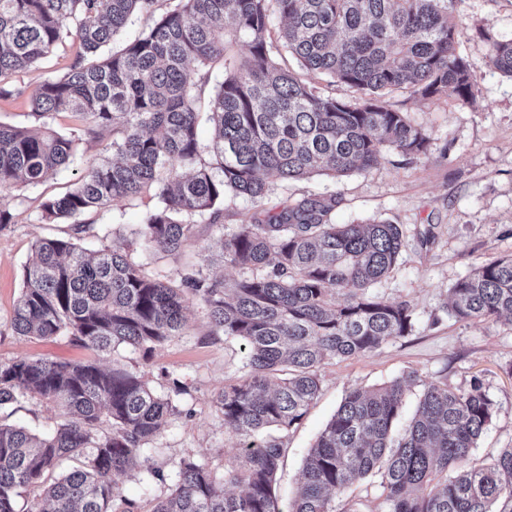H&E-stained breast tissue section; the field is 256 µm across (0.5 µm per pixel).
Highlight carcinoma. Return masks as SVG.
<instances>
[{
  "mask_svg": "<svg viewBox=\"0 0 512 512\" xmlns=\"http://www.w3.org/2000/svg\"><path fill=\"white\" fill-rule=\"evenodd\" d=\"M457 0H0V99L25 90L10 76L52 54L67 37L81 51L60 77L28 101L35 125L0 123V188L37 186L69 167L74 140L47 127L54 113L80 115L85 132L112 130L117 159L89 168L63 195L40 204L44 219H68L76 235L40 239L23 270L11 318L19 336H66L101 353L130 346L148 358L185 327L187 296L209 309L212 332L247 350L244 374L216 398L240 440L242 464L219 481L191 457L176 464L170 493L150 512H281L274 485L284 453L280 437L319 393L326 358H352L415 324L407 302L369 293L404 246L396 224H334V196H313L280 210L262 208L277 181L331 171L366 172L383 151L426 153L430 137L385 100L396 89L422 99L475 97L457 51ZM286 21L278 41L273 15ZM134 17L149 21L132 41L101 57ZM249 55L237 59L234 43ZM296 58L292 71L279 59ZM491 64L512 77V40L491 42ZM222 62L224 80L209 97L215 137L197 136V107ZM348 85L350 101L323 95L308 74ZM153 194L157 205L136 230L154 249L176 254L195 235V218L218 224L226 198L261 206L210 246L211 257L254 271L226 281L200 267L178 280L144 275L127 254L88 252L82 216L119 199ZM342 302H336V297ZM460 321L512 323V256L487 262L449 289ZM409 372L368 392H349L310 449L289 512H336V495L381 477L383 512H512V448L488 465L467 466L489 423L493 401L474 381L467 391L423 385L398 439ZM33 394L63 409L65 420L36 434L0 427V512L40 488L49 507L29 512H138L116 476L137 464L162 424L178 413L143 376L121 366L17 358L0 363V408ZM109 429L102 431V424ZM82 465L58 472L65 460ZM239 486L235 495L227 486Z\"/></svg>",
  "mask_w": 512,
  "mask_h": 512,
  "instance_id": "1",
  "label": "carcinoma"
}]
</instances>
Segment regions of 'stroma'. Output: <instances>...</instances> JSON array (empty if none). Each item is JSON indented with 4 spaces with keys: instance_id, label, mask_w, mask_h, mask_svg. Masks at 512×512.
Here are the masks:
<instances>
[{
    "instance_id": "stroma-1",
    "label": "stroma",
    "mask_w": 512,
    "mask_h": 512,
    "mask_svg": "<svg viewBox=\"0 0 512 512\" xmlns=\"http://www.w3.org/2000/svg\"><path fill=\"white\" fill-rule=\"evenodd\" d=\"M457 15L464 26L459 50L470 65L474 101L421 99L406 90L388 96L394 108L428 132L425 155L409 159L387 150L368 171L277 182L264 199L265 208L274 209L309 195H332L337 201L333 223L383 220L400 225L405 247L372 291L391 301L408 302L415 316L410 335L388 339L372 353L328 359L320 366L317 399L281 438L284 454L275 487L279 507H287L296 496L303 461L345 395L409 372L422 382L462 391L477 381L493 400V418L469 465H482L501 449L512 448V323L458 321L448 313V290L458 279L485 262L512 255V77L489 62L490 40H512V0H458ZM78 49L75 38H66L37 65L13 74V83L29 91L46 78L62 76ZM49 126L74 139V163L40 185L0 189V205L13 216L0 230V363L28 357L94 362L106 369L119 365L144 374L150 388L165 396L173 381L182 382L186 391L177 398L179 412L168 418L145 456L151 466L167 472L181 458L191 457L223 476L225 468L239 460V440L225 425L216 397L241 378L244 351L241 341L213 334L201 301L187 300L182 335L158 346L148 359L129 347L103 354L65 336H19L11 328L32 243L71 232L66 221L42 220L41 202L72 189L90 166L109 157L104 147L112 140L111 131L88 136L79 115L71 112L54 115ZM155 205V199L146 196L117 200L88 214L95 229L84 239V247L127 253L152 278L177 279L201 264L214 278L243 277V269L208 261L207 256L220 230L252 222L256 206L250 199L225 200L222 226L198 221L194 238L176 256L147 248L134 234ZM63 419L59 407L34 396L0 409V424L35 432ZM118 486L143 512H150L155 500L169 492L168 484L151 480L142 468L120 476Z\"/></svg>"
}]
</instances>
